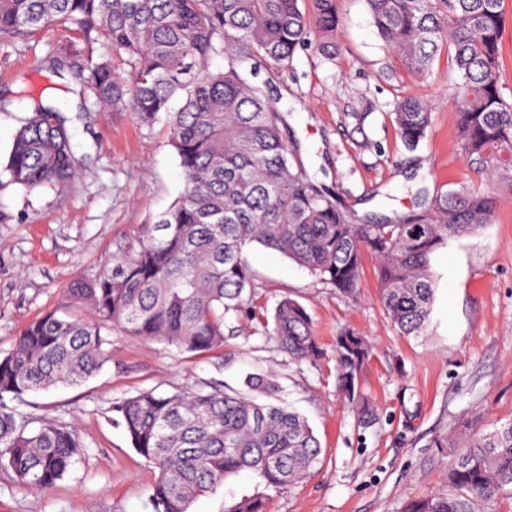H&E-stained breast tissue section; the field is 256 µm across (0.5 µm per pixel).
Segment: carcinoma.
Instances as JSON below:
<instances>
[{
	"instance_id": "1",
	"label": "carcinoma",
	"mask_w": 512,
	"mask_h": 512,
	"mask_svg": "<svg viewBox=\"0 0 512 512\" xmlns=\"http://www.w3.org/2000/svg\"><path fill=\"white\" fill-rule=\"evenodd\" d=\"M0 0V39H22L48 25L78 23V43L91 33L112 46L114 59H87L100 103L130 109L144 120L164 112L168 145L182 169L183 189L168 209L140 229L137 245L91 280L69 290L71 305L30 321L0 357V468L27 488L46 490L68 474L83 444L53 420L16 413L8 402L56 385L78 386L105 363L112 328L129 336L202 354L224 345L231 318L275 336L297 363L318 354L306 308L284 297L272 319L257 310L262 284L246 251L259 246L308 270L344 298L355 299L365 257L375 273L385 314L403 336H423L436 292L433 255L448 239L489 223L493 199L481 189L423 192L418 207L395 217L358 216L307 173L298 144L282 132L272 85L318 33L317 49L336 55V0ZM381 39L418 82L436 74L451 50L458 149L497 193L512 196V104L501 92L505 0H365ZM224 53V68L208 58ZM131 67L121 72L115 58ZM265 69L267 80L255 78ZM393 122L408 151L426 138L431 104L408 96ZM76 175L74 134L52 105L39 101L17 130L0 185L64 191ZM338 384L364 427L374 409L360 388L372 357L367 340L347 329L336 336ZM247 391L187 389L170 395L142 390L112 402L113 421L132 447L158 470L150 512H189L199 496L228 476L250 470L265 486L303 479L322 451L298 412L259 403L278 390L269 371L246 377ZM452 491L411 500L406 512H475V502L512 490V421L448 436L455 448ZM227 512H268L260 494Z\"/></svg>"
}]
</instances>
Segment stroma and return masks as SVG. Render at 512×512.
<instances>
[{"mask_svg": "<svg viewBox=\"0 0 512 512\" xmlns=\"http://www.w3.org/2000/svg\"><path fill=\"white\" fill-rule=\"evenodd\" d=\"M337 6L335 58L308 45L279 80L286 133L299 142L309 173L360 214L413 210L423 188H485L458 151L446 58L435 63L437 77L416 82L378 36L364 0ZM76 34L52 25L26 41H0V98L10 102L0 112V158L37 96L68 117L78 158L65 191L0 186V357L29 321L64 306L69 288L127 250L140 225L167 209L183 186L166 143V115L146 122L92 98L78 111L72 74L84 58L68 49ZM58 56L65 59L60 73L51 66ZM409 95L433 109L429 134L412 152L391 120ZM248 259L261 282L260 305L271 310L288 296L306 308L317 364L292 362L273 337L243 322L233 323L223 347L200 355L113 332L107 361L87 382L14 402L18 413L68 424L85 448L48 490L24 489L0 470V512H148L158 472L109 412L114 400L145 389H238L247 374L271 371L283 402L307 417L321 442L320 460L300 484L268 488L244 471L198 497L190 512H226L256 493L269 512H405L411 499L449 490L452 453L434 447L436 436L512 421V197L497 198L480 234L451 238L436 252L431 322L419 337L399 335L387 319L373 260L352 301L276 252L254 248ZM345 328L373 349L364 389L377 417L367 428L336 386L333 345Z\"/></svg>", "mask_w": 512, "mask_h": 512, "instance_id": "35a3bbf8", "label": "stroma"}]
</instances>
